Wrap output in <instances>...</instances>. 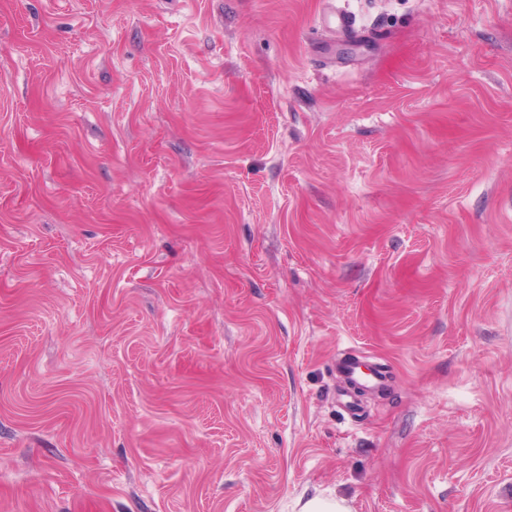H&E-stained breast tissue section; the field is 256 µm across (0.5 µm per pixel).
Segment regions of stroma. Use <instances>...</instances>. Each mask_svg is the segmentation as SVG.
Here are the masks:
<instances>
[{
	"label": "stroma",
	"instance_id": "35a3bbf8",
	"mask_svg": "<svg viewBox=\"0 0 512 512\" xmlns=\"http://www.w3.org/2000/svg\"><path fill=\"white\" fill-rule=\"evenodd\" d=\"M315 495L512 512V0H0V512ZM339 373L347 379H351L358 384L362 385L367 390H374L381 388L386 380L385 375L376 371L371 374L363 373L359 366L350 360H343L338 364Z\"/></svg>",
	"mask_w": 512,
	"mask_h": 512
}]
</instances>
